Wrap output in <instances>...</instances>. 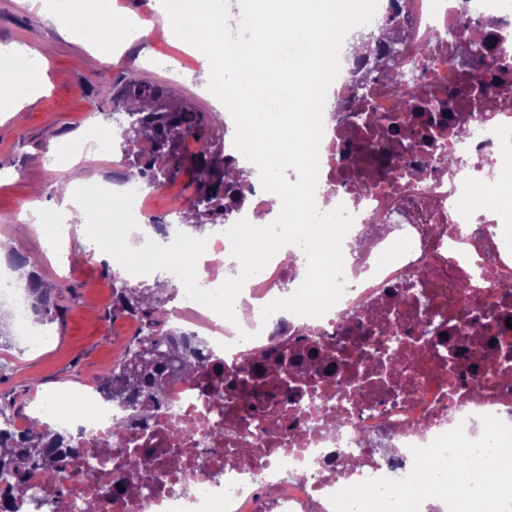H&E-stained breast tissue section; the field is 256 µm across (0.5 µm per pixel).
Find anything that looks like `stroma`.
I'll use <instances>...</instances> for the list:
<instances>
[{"mask_svg":"<svg viewBox=\"0 0 512 512\" xmlns=\"http://www.w3.org/2000/svg\"><path fill=\"white\" fill-rule=\"evenodd\" d=\"M10 44L26 46L46 76L45 92L27 107L23 122L0 115V237L13 240L22 254L42 253L43 238L17 234V213L55 210L61 202L59 183L74 186L95 174L108 180L113 168L127 172L135 159L150 157L151 144L143 139L129 148L115 142L110 153L79 157L66 171L46 163L56 144L111 112L112 99L131 71H147L171 106L202 112L224 108L208 89L210 69L203 58L184 54L180 43L169 38L126 44L124 56L79 69L73 61L95 47V35L71 39L29 0H0V45ZM83 221L81 214H73L68 255L39 266L40 274L58 286L60 319L47 325L40 342L0 349V406L9 411L31 413L37 391L96 383L138 333L139 321L108 316L111 262L101 256L78 263L70 258L84 247Z\"/></svg>","mask_w":512,"mask_h":512,"instance_id":"35a3bbf8","label":"stroma"}]
</instances>
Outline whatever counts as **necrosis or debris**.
<instances>
[{"instance_id": "1", "label": "necrosis or debris", "mask_w": 512, "mask_h": 512, "mask_svg": "<svg viewBox=\"0 0 512 512\" xmlns=\"http://www.w3.org/2000/svg\"><path fill=\"white\" fill-rule=\"evenodd\" d=\"M461 6L379 0L378 26L402 32V88L358 82L354 61L332 83L318 154L329 190L315 204L352 218L338 301L319 317L262 319L306 277L295 244L244 281L233 318L181 297L162 316L202 338L203 370L168 368L164 401L119 435L105 400L79 393L76 452L57 483L28 472L18 499L40 493L52 512H363L369 495L391 512H457L464 493L512 512V493L482 481L459 492L446 469L512 439V88L495 64L512 54V0H470L464 29ZM466 42L485 48L480 76ZM398 116L417 141L391 136ZM231 204L232 221H275L262 184L234 186ZM228 245L216 222L202 289L238 278ZM135 462L149 484L131 478Z\"/></svg>"}]
</instances>
